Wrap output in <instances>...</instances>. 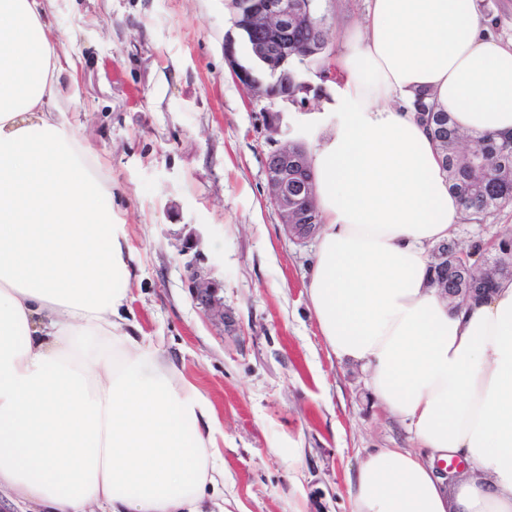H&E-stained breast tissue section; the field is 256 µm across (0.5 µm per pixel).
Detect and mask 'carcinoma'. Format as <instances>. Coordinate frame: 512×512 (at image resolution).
Returning a JSON list of instances; mask_svg holds the SVG:
<instances>
[{"label":"carcinoma","instance_id":"carcinoma-1","mask_svg":"<svg viewBox=\"0 0 512 512\" xmlns=\"http://www.w3.org/2000/svg\"><path fill=\"white\" fill-rule=\"evenodd\" d=\"M417 110L432 113L427 129L442 158L448 191L461 202L463 212L474 223H482L512 201V132L487 134L473 141L484 163L473 165L464 150L468 136L460 132L451 115L437 111L429 94L416 98Z\"/></svg>","mask_w":512,"mask_h":512}]
</instances>
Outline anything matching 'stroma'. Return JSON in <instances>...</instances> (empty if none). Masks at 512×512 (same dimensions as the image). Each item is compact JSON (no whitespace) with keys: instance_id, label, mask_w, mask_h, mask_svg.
I'll use <instances>...</instances> for the list:
<instances>
[{"instance_id":"35a3bbf8","label":"stroma","mask_w":512,"mask_h":512,"mask_svg":"<svg viewBox=\"0 0 512 512\" xmlns=\"http://www.w3.org/2000/svg\"><path fill=\"white\" fill-rule=\"evenodd\" d=\"M370 0H321L329 58L347 49ZM49 20L77 61L79 130L112 177V221L126 225L135 277L129 310L224 427L214 497L230 512H352L348 482L380 448L417 442L374 399L364 368L329 356L310 307L316 242L289 239L269 198L272 143L311 146L315 119L343 88L300 66L314 89L281 105L276 136L224 57L237 39L230 0H54ZM512 238V204L486 223L460 220L453 240L487 261ZM218 287L210 318L191 279ZM298 461H290L289 449Z\"/></svg>"}]
</instances>
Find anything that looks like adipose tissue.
<instances>
[{
  "mask_svg": "<svg viewBox=\"0 0 512 512\" xmlns=\"http://www.w3.org/2000/svg\"><path fill=\"white\" fill-rule=\"evenodd\" d=\"M51 5L0 0V493L29 512H202L224 429L126 315L132 251L111 178L60 118L77 65ZM339 68L309 155L311 308L421 446L367 454L353 512H512V279L459 311L428 287L462 208L414 110L426 91L471 135L512 132V43L476 0H372ZM455 457L476 475H439Z\"/></svg>",
  "mask_w": 512,
  "mask_h": 512,
  "instance_id": "obj_1",
  "label": "adipose tissue"
}]
</instances>
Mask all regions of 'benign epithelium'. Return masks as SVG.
<instances>
[{
    "instance_id": "7a95c632",
    "label": "benign epithelium",
    "mask_w": 512,
    "mask_h": 512,
    "mask_svg": "<svg viewBox=\"0 0 512 512\" xmlns=\"http://www.w3.org/2000/svg\"><path fill=\"white\" fill-rule=\"evenodd\" d=\"M233 26L248 33L256 67L250 68L236 60L234 40L226 39L224 54L235 77L253 92L254 98L269 103L265 109L266 128L278 132L279 112L270 109L276 102L297 104L313 90L310 82L288 78V69L323 57L327 47L324 33L295 46L288 43V32L300 22H310V0H230ZM267 179L270 199L278 212L286 233L302 242L314 236L320 227L317 210L312 206L314 190L306 162L297 151L285 145L271 150L267 157ZM434 273L430 286L454 306L463 305L473 297L488 298L490 288L448 287V242L432 250ZM197 298L209 316L224 321V304L216 298L213 283L197 271L192 273Z\"/></svg>"
}]
</instances>
